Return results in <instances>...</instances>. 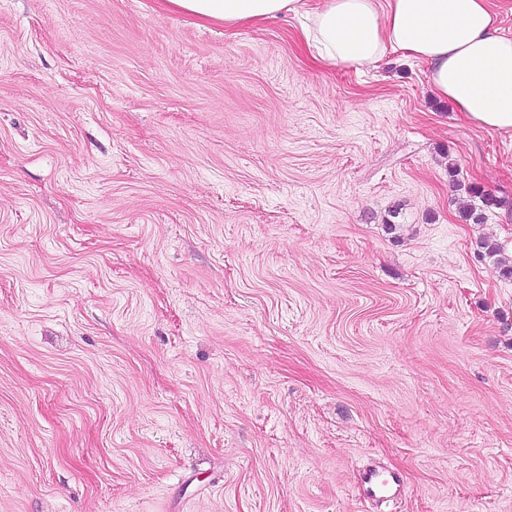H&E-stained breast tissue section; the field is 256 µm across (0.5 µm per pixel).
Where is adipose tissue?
<instances>
[{"label":"adipose tissue","instance_id":"adipose-tissue-1","mask_svg":"<svg viewBox=\"0 0 512 512\" xmlns=\"http://www.w3.org/2000/svg\"><path fill=\"white\" fill-rule=\"evenodd\" d=\"M204 22L261 24L291 14L325 64L360 70L387 55L425 65L428 85L472 123L512 133V38L490 0H164Z\"/></svg>","mask_w":512,"mask_h":512}]
</instances>
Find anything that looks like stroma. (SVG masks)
Returning a JSON list of instances; mask_svg holds the SVG:
<instances>
[{
  "mask_svg": "<svg viewBox=\"0 0 512 512\" xmlns=\"http://www.w3.org/2000/svg\"><path fill=\"white\" fill-rule=\"evenodd\" d=\"M300 28L0 0V512H512V136ZM469 192L475 194L474 196L479 197L483 205L482 207H467L466 209H464L461 218L465 222L470 223V221H472V224L483 223L484 214L482 208H484V206L487 208L492 206L497 207L501 204L500 200L496 199L493 196L482 194L477 188L473 186L469 187ZM361 496L368 501L389 503L396 500L402 490V478L393 471H379L365 467L359 471Z\"/></svg>",
  "mask_w": 512,
  "mask_h": 512,
  "instance_id": "stroma-1",
  "label": "stroma"
}]
</instances>
